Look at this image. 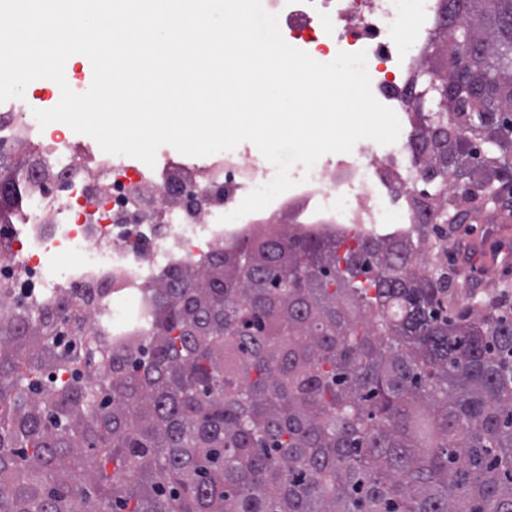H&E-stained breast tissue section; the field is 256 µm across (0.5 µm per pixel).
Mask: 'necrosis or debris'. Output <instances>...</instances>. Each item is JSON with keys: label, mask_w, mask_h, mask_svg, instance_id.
Returning <instances> with one entry per match:
<instances>
[{"label": "necrosis or debris", "mask_w": 512, "mask_h": 512, "mask_svg": "<svg viewBox=\"0 0 512 512\" xmlns=\"http://www.w3.org/2000/svg\"><path fill=\"white\" fill-rule=\"evenodd\" d=\"M264 8L288 19L283 39L320 62L338 52L365 51L375 98L397 114L401 132L391 145L358 141L345 155L327 154L304 182L279 195L268 215L294 206L311 207L318 228L345 229L374 236L388 232L391 217L409 225L434 223L433 213L416 214L413 197L422 176L415 147L418 124L409 105L420 93L415 79L420 57L438 27L451 18L443 0H409L416 27L408 49L395 51L391 33L392 0H262ZM0 141L14 151L36 146L38 173L21 176L24 203L9 223L0 225V284H15L22 302L53 304L74 289H105L106 310L123 299L134 302L133 317L113 327L114 339L146 332L149 308L143 288L165 272L202 265L220 242L261 228L245 215L221 223L256 186L276 170L254 146H239L206 157H191L160 146L154 166L124 155L105 153L94 139L71 128L39 126L32 110L17 100L0 103ZM403 169L399 186L388 175ZM59 185L47 187L42 172ZM188 185L198 203L175 200V188ZM83 247L85 257L63 268L50 258Z\"/></svg>", "instance_id": "necrosis-or-debris-1"}]
</instances>
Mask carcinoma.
Returning a JSON list of instances; mask_svg holds the SVG:
<instances>
[{"label": "carcinoma", "instance_id": "carcinoma-1", "mask_svg": "<svg viewBox=\"0 0 512 512\" xmlns=\"http://www.w3.org/2000/svg\"><path fill=\"white\" fill-rule=\"evenodd\" d=\"M491 17L512 86V0ZM419 132L435 224L348 245L271 224L147 289L148 334L93 295L0 313V512H512V286L458 304L448 180L495 174L456 113ZM23 158L0 162V222Z\"/></svg>", "mask_w": 512, "mask_h": 512}]
</instances>
